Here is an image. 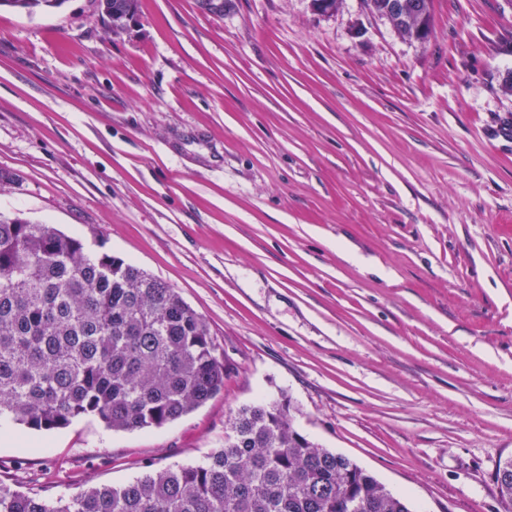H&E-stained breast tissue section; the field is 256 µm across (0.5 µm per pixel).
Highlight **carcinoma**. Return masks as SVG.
Here are the masks:
<instances>
[{"mask_svg": "<svg viewBox=\"0 0 512 512\" xmlns=\"http://www.w3.org/2000/svg\"><path fill=\"white\" fill-rule=\"evenodd\" d=\"M431 0H365L404 35L430 33ZM63 0H0L32 14ZM137 0H99L119 29ZM224 389L204 320L165 282L50 224L0 214V420L31 430L92 417L114 431L163 427ZM512 498V459L498 468ZM0 512H411L348 457L294 427L290 400L230 417L207 462L55 500L0 482Z\"/></svg>", "mask_w": 512, "mask_h": 512, "instance_id": "carcinoma-1", "label": "carcinoma"}]
</instances>
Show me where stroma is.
I'll use <instances>...</instances> for the list:
<instances>
[{
    "label": "stroma",
    "mask_w": 512,
    "mask_h": 512,
    "mask_svg": "<svg viewBox=\"0 0 512 512\" xmlns=\"http://www.w3.org/2000/svg\"><path fill=\"white\" fill-rule=\"evenodd\" d=\"M98 0L0 10V214L174 288L224 388L161 428L11 425L0 481L55 498L202 462L239 408L295 425L412 512H512V0ZM99 8L104 22L110 29L122 28L128 15L133 17L136 12V0H99ZM431 0H365L368 8L387 18L404 35L424 40L430 33Z\"/></svg>",
    "instance_id": "35a3bbf8"
}]
</instances>
